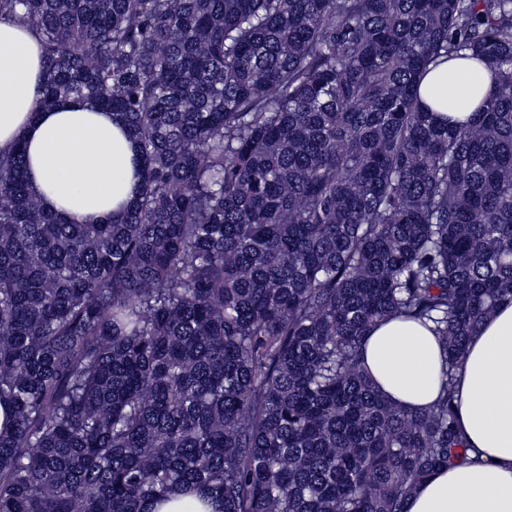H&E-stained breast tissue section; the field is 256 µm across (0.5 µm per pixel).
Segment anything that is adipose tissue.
<instances>
[{
  "instance_id": "1",
  "label": "adipose tissue",
  "mask_w": 512,
  "mask_h": 512,
  "mask_svg": "<svg viewBox=\"0 0 512 512\" xmlns=\"http://www.w3.org/2000/svg\"><path fill=\"white\" fill-rule=\"evenodd\" d=\"M468 70L471 85L457 75ZM43 64L38 35L13 18L0 20V150L22 144L28 180L46 209L77 223L120 213L143 189L134 175L137 145L112 113L64 99L38 108ZM494 87L483 64L453 59L427 75L420 96L455 102L452 120L473 118ZM364 363L380 390L411 410L455 388L467 463L443 468L409 497L408 512H512V301L499 305L448 371L437 338L422 324L393 318L363 341Z\"/></svg>"
}]
</instances>
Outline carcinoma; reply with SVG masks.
Listing matches in <instances>:
<instances>
[{
    "mask_svg": "<svg viewBox=\"0 0 512 512\" xmlns=\"http://www.w3.org/2000/svg\"><path fill=\"white\" fill-rule=\"evenodd\" d=\"M40 37L38 105L108 111L144 188L71 224L0 153V512H407L468 462L452 379L387 401L378 321L448 369L512 301V0H0ZM496 77L471 123L432 66ZM462 69L471 73L472 85H462L458 82L457 75ZM494 77L483 64L472 59H453L443 64L439 69L427 75L420 86V96L424 102L435 107L434 98L446 97L457 103L462 100V105L456 109H447L453 121L466 122L475 117V108L478 103L493 91ZM363 356L374 382L399 406L419 411L439 398L448 367L422 324L402 317L380 323L365 337ZM204 496L202 492H194L192 495H183L180 491H175L171 495V499L164 505H156L152 502L148 504L149 512H215L220 509L219 504L204 505L201 498Z\"/></svg>",
    "mask_w": 512,
    "mask_h": 512,
    "instance_id": "carcinoma-1",
    "label": "carcinoma"
}]
</instances>
